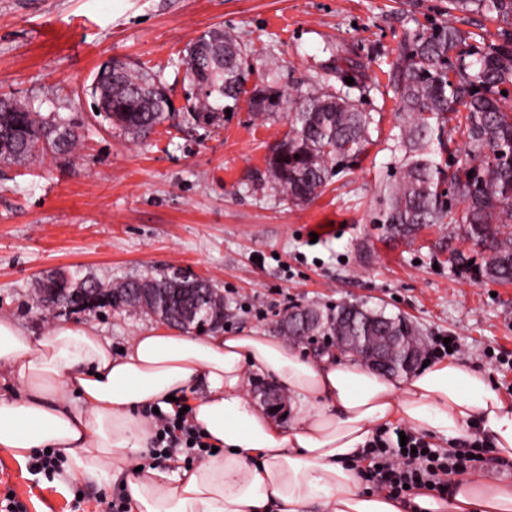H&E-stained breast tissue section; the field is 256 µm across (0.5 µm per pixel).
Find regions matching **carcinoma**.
I'll list each match as a JSON object with an SVG mask.
<instances>
[{
  "instance_id": "1",
  "label": "carcinoma",
  "mask_w": 512,
  "mask_h": 512,
  "mask_svg": "<svg viewBox=\"0 0 512 512\" xmlns=\"http://www.w3.org/2000/svg\"><path fill=\"white\" fill-rule=\"evenodd\" d=\"M476 14L497 24L494 38L465 31L448 19L453 11ZM247 48L222 26L209 29L186 48L183 58L187 106L183 120L199 128L224 122L226 110L237 111L242 99L264 120L283 119L288 131L270 146L265 180L281 200L302 206L312 201L336 175L335 167L357 157L368 143L369 117L359 110L351 91L364 92L356 80L347 90L318 81L290 91L278 87L270 73L266 84L247 91ZM398 106L397 147L403 153L401 175L385 186L380 223L406 240L434 224L463 231L462 238L480 247L482 262L448 249L454 269H474L483 279L512 283V0H448L439 17L402 31L395 61L387 72ZM94 107L133 138H146L174 109L165 86L152 72L120 60L98 70L92 85ZM81 126L73 120L47 119L25 103L0 98V161L26 164L38 157L69 156L79 145ZM92 277L79 282L62 273L39 284L37 307L50 314L58 308L60 288H102ZM130 288H154L172 294L197 288V300L173 299L164 308L171 324L193 330H213L224 324V296L208 279L173 275L160 279L132 278L112 286L115 309L133 308L146 315ZM371 320L362 336H378L376 321L388 323L400 338L394 359H417L422 344L415 326L404 317H387L357 306ZM348 306L334 313L291 307L279 320L280 331L297 336L305 314L314 318L312 334L325 330L343 335Z\"/></svg>"
}]
</instances>
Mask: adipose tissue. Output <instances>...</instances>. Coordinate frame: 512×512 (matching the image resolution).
<instances>
[{"mask_svg":"<svg viewBox=\"0 0 512 512\" xmlns=\"http://www.w3.org/2000/svg\"><path fill=\"white\" fill-rule=\"evenodd\" d=\"M257 376L275 380L301 407L282 425L246 394ZM0 449L20 463L45 448L73 482L126 474L135 512H512V485L453 479L447 498L411 503L365 487L354 466L374 432L401 424L457 442L471 430L512 459V399L488 376L444 359L403 379L354 360L313 361L267 333L202 338L146 327L122 354L91 324H52L34 338L0 313ZM192 418L217 452L200 465H132L152 426L142 411L166 406L196 382Z\"/></svg>","mask_w":512,"mask_h":512,"instance_id":"1","label":"adipose tissue"}]
</instances>
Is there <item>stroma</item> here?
Instances as JSON below:
<instances>
[{"label":"stroma","instance_id":"obj_1","mask_svg":"<svg viewBox=\"0 0 512 512\" xmlns=\"http://www.w3.org/2000/svg\"><path fill=\"white\" fill-rule=\"evenodd\" d=\"M447 0H0V93L42 116L82 122L71 162H0V312L34 336L51 322L85 321L113 348L154 325L107 308L44 317L39 279L62 271L112 284L179 273L210 279L224 295L227 333L275 332L282 303L323 311L357 303L403 316L423 343L455 337L457 356L512 399V285L474 280L448 264V227L414 241L377 218L384 186L400 175L390 150L397 123L386 72L403 27L425 22ZM243 42L248 85L276 72L280 86L342 83L325 64L332 50L359 67L358 98L372 118L366 155L322 194L291 206L263 175L268 147L288 129L248 107L202 129L175 115L146 140L130 139L94 111L99 67L125 60L155 73L175 108L185 106L181 59L214 26ZM123 476L76 484L33 473L0 449V498L24 512H108Z\"/></svg>","mask_w":512,"mask_h":512}]
</instances>
